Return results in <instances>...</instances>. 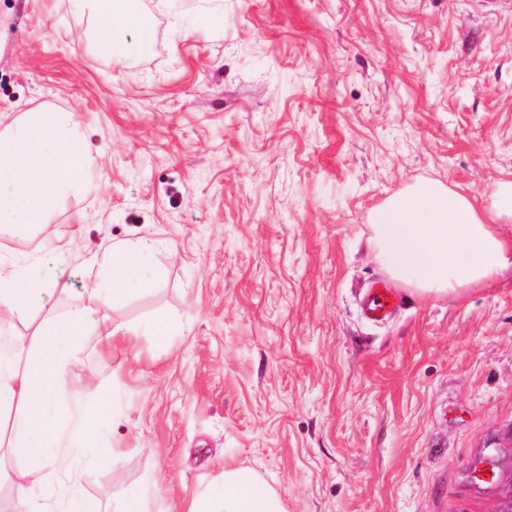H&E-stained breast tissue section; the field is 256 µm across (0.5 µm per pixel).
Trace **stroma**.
Here are the masks:
<instances>
[{"label":"stroma","instance_id":"35a3bbf8","mask_svg":"<svg viewBox=\"0 0 512 512\" xmlns=\"http://www.w3.org/2000/svg\"><path fill=\"white\" fill-rule=\"evenodd\" d=\"M152 47L100 57L77 0H0V118L75 112L92 188L0 263L67 284L48 308L179 331L89 346L65 394L93 416L98 512H196L233 469L285 512H502L512 495V0H140ZM465 196L511 248L490 285L398 282L377 211L422 185ZM140 241L119 308L90 261ZM108 405L84 395L89 375ZM121 449L113 458V449ZM403 304L402 298L382 282L367 288L360 302L363 316L372 322H383Z\"/></svg>","mask_w":512,"mask_h":512}]
</instances>
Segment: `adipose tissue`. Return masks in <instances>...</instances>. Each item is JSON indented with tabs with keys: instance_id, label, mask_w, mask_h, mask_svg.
<instances>
[{
	"instance_id": "obj_1",
	"label": "adipose tissue",
	"mask_w": 512,
	"mask_h": 512,
	"mask_svg": "<svg viewBox=\"0 0 512 512\" xmlns=\"http://www.w3.org/2000/svg\"><path fill=\"white\" fill-rule=\"evenodd\" d=\"M96 25L95 48L111 62L124 59L128 32L148 49L139 0H80ZM93 158L73 113L33 108L10 122L0 121V226L28 236L50 223L69 199L85 195L86 171ZM373 245L398 281L423 294H447L495 282L507 243L484 224L470 201L437 185H424L390 200L376 216ZM143 249L132 242L113 244L99 259L105 279L90 288L98 302L121 306L143 285ZM50 293L39 277L0 266V311L43 304ZM92 309L48 312L28 344L0 338V413L13 415L14 447L25 464L8 480L26 512H51L32 490L39 474L66 475L68 512H95L82 493L81 475L95 464L94 432L80 408L64 401L63 384L87 342L111 345ZM24 368H17L18 359ZM200 512H284L280 500L261 488L253 473L228 470Z\"/></svg>"
}]
</instances>
